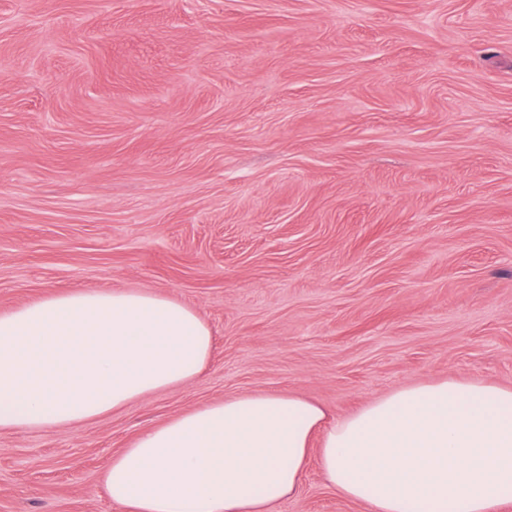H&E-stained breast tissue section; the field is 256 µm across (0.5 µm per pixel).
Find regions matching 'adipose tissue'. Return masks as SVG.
I'll use <instances>...</instances> for the list:
<instances>
[{"instance_id":"obj_1","label":"adipose tissue","mask_w":512,"mask_h":512,"mask_svg":"<svg viewBox=\"0 0 512 512\" xmlns=\"http://www.w3.org/2000/svg\"><path fill=\"white\" fill-rule=\"evenodd\" d=\"M214 349L193 308L152 291L74 289L0 314V429L103 416L200 377ZM371 512H498L512 490V389H398L337 417L249 392L143 431L103 476L116 512H270L309 459Z\"/></svg>"}]
</instances>
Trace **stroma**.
I'll use <instances>...</instances> for the list:
<instances>
[{"label":"stroma","mask_w":512,"mask_h":512,"mask_svg":"<svg viewBox=\"0 0 512 512\" xmlns=\"http://www.w3.org/2000/svg\"><path fill=\"white\" fill-rule=\"evenodd\" d=\"M72 289L188 305L214 352L0 430V512H114V455L246 391L512 389V0H0V313ZM273 512L369 510L313 460Z\"/></svg>","instance_id":"stroma-1"}]
</instances>
